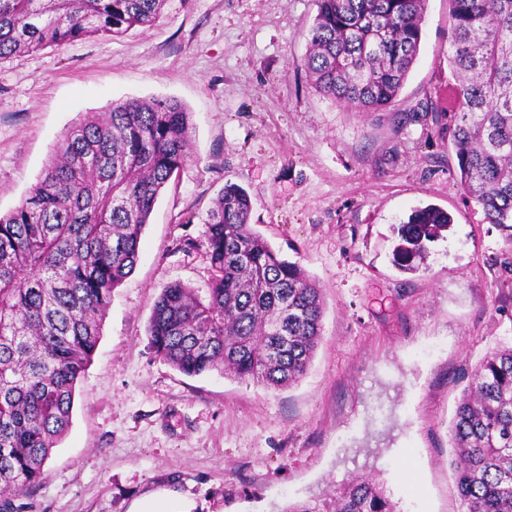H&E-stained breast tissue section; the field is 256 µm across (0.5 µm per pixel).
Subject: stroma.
I'll return each mask as SVG.
<instances>
[{
	"mask_svg": "<svg viewBox=\"0 0 512 512\" xmlns=\"http://www.w3.org/2000/svg\"><path fill=\"white\" fill-rule=\"evenodd\" d=\"M314 0H166L159 20L0 60V213L18 207L64 131L129 98L191 112V157L162 189L133 272L112 294L72 424L25 512H286L376 477L399 512H459L448 423L463 379L512 339L503 241L456 184L448 0L385 112L306 83ZM251 222L320 286L323 338L285 389L189 377L149 347L153 304L206 295L204 219L226 183ZM448 222L411 249L409 222ZM193 223H185L187 213Z\"/></svg>",
	"mask_w": 512,
	"mask_h": 512,
	"instance_id": "obj_1",
	"label": "stroma"
}]
</instances>
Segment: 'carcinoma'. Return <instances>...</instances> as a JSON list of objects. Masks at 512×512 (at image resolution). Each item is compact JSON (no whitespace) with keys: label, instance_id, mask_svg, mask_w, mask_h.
<instances>
[{"label":"carcinoma","instance_id":"carcinoma-1","mask_svg":"<svg viewBox=\"0 0 512 512\" xmlns=\"http://www.w3.org/2000/svg\"><path fill=\"white\" fill-rule=\"evenodd\" d=\"M305 72L338 106L395 103L420 48L427 0H314ZM457 185L512 256V0H449ZM164 0H0V60L76 38L150 27ZM191 112L130 98L63 133L28 197L0 215V512L46 478L112 292L191 156ZM247 191L226 184L207 213L211 279L202 298L163 288L148 326L156 357L193 377L220 371L269 388L302 378L322 339L321 288L250 224ZM462 512H512V342L471 369L448 428ZM288 512H397L374 478Z\"/></svg>","mask_w":512,"mask_h":512}]
</instances>
